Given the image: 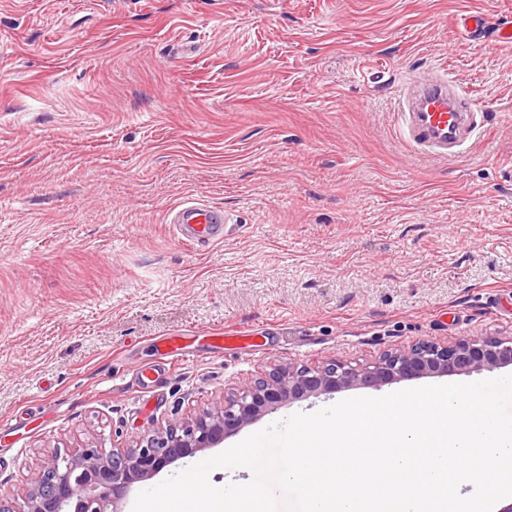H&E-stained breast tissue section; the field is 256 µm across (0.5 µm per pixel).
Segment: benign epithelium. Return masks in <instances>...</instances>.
<instances>
[{
    "instance_id": "obj_1",
    "label": "benign epithelium",
    "mask_w": 512,
    "mask_h": 512,
    "mask_svg": "<svg viewBox=\"0 0 512 512\" xmlns=\"http://www.w3.org/2000/svg\"><path fill=\"white\" fill-rule=\"evenodd\" d=\"M512 366V333L424 340L381 354L365 365L330 358L316 366L276 365L262 376L216 395L187 420L142 435L106 453L91 443L56 451L33 473L22 505L0 492V512H123L137 483L180 459L215 448L224 437L283 404L354 386L379 388L429 375Z\"/></svg>"
}]
</instances>
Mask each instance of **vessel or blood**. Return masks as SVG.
<instances>
[{
    "instance_id": "b4317fda",
    "label": "vessel or blood",
    "mask_w": 512,
    "mask_h": 512,
    "mask_svg": "<svg viewBox=\"0 0 512 512\" xmlns=\"http://www.w3.org/2000/svg\"><path fill=\"white\" fill-rule=\"evenodd\" d=\"M460 91L437 77L421 88L405 87L398 116L407 140L421 153L440 158L457 153L473 131ZM171 222L182 241L204 247L221 238L227 219L223 211L194 201L177 206Z\"/></svg>"
}]
</instances>
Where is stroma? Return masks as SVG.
<instances>
[{
  "label": "stroma",
  "mask_w": 512,
  "mask_h": 512,
  "mask_svg": "<svg viewBox=\"0 0 512 512\" xmlns=\"http://www.w3.org/2000/svg\"><path fill=\"white\" fill-rule=\"evenodd\" d=\"M474 13L512 24V0H0V483L21 491L54 451L123 446L276 364L512 332V42L465 36ZM431 70L476 121L448 160L397 118ZM188 200L228 219L210 247L169 222ZM182 334L166 361L159 340ZM509 374L312 397L224 444Z\"/></svg>",
  "instance_id": "1"
}]
</instances>
